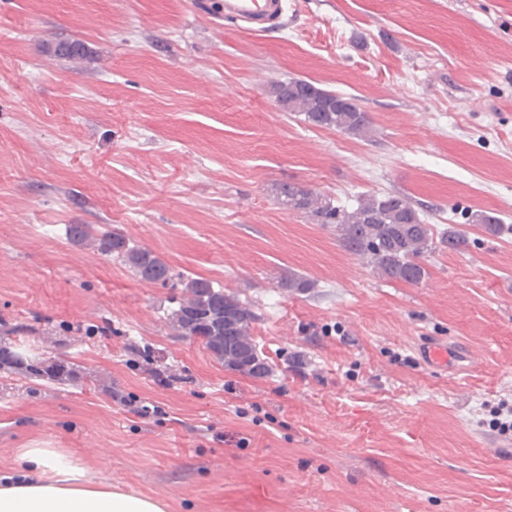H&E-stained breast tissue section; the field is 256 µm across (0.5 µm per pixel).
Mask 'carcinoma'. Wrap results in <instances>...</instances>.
Segmentation results:
<instances>
[{"mask_svg":"<svg viewBox=\"0 0 512 512\" xmlns=\"http://www.w3.org/2000/svg\"><path fill=\"white\" fill-rule=\"evenodd\" d=\"M278 104L304 116V121L322 129L363 136L371 126L369 113L352 99L322 89L311 81L290 78L272 88ZM282 205L300 211L324 227L336 230L340 246L367 261L381 277L416 285L426 270L423 260L436 250V243L464 251L470 243L467 232L449 227L437 234L425 223L411 199L400 192L366 195L347 210L329 195L304 186L284 182L278 187ZM67 239L77 246H91L103 256L120 261L141 282L164 288H181L172 298L174 307L167 315L175 335L199 340L224 366L263 378L272 367L262 357L252 336L258 315L252 304L231 291L215 287L201 277L173 272L153 250L127 244L120 232L96 224H69ZM41 343L58 345L50 335L25 323H16L0 332V373L20 376L61 386H101L96 376L59 353L49 357L33 352L16 354L14 344L28 343L30 337Z\"/></svg>","mask_w":512,"mask_h":512,"instance_id":"cac0c4a2","label":"carcinoma"}]
</instances>
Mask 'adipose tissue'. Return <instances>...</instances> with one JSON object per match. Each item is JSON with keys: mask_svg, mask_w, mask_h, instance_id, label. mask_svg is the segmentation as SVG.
I'll return each instance as SVG.
<instances>
[{"mask_svg": "<svg viewBox=\"0 0 512 512\" xmlns=\"http://www.w3.org/2000/svg\"><path fill=\"white\" fill-rule=\"evenodd\" d=\"M57 448H26L16 471L0 477V512H166L163 500L130 494L85 477Z\"/></svg>", "mask_w": 512, "mask_h": 512, "instance_id": "obj_1", "label": "adipose tissue"}]
</instances>
